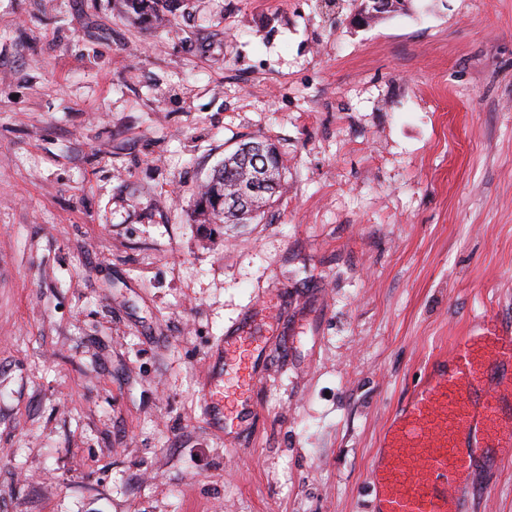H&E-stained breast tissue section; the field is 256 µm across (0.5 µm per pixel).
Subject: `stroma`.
Returning a JSON list of instances; mask_svg holds the SVG:
<instances>
[{"label":"stroma","mask_w":512,"mask_h":512,"mask_svg":"<svg viewBox=\"0 0 512 512\" xmlns=\"http://www.w3.org/2000/svg\"><path fill=\"white\" fill-rule=\"evenodd\" d=\"M356 7L0 0V512H372L419 376L512 330V0ZM255 135L278 203L194 223ZM258 309L243 419L202 414ZM476 480L512 512V459ZM356 12L357 22L362 27H368L379 18L385 16L386 12L392 8L390 0H359Z\"/></svg>","instance_id":"1"}]
</instances>
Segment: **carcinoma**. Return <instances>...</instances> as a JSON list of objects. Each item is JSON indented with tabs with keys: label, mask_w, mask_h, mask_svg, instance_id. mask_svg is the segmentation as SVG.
<instances>
[{
	"label": "carcinoma",
	"mask_w": 512,
	"mask_h": 512,
	"mask_svg": "<svg viewBox=\"0 0 512 512\" xmlns=\"http://www.w3.org/2000/svg\"><path fill=\"white\" fill-rule=\"evenodd\" d=\"M248 143H260L268 150L253 152L242 157L234 151L224 157V163L215 168L198 193L195 212L202 224H251L262 218L265 209L280 194L285 163L277 146L267 139L252 138ZM254 183L257 191L251 193L246 210H230L227 199L234 197L241 188Z\"/></svg>",
	"instance_id": "1"
}]
</instances>
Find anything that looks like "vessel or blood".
I'll use <instances>...</instances> for the list:
<instances>
[{
  "label": "vessel or blood",
  "mask_w": 512,
  "mask_h": 512,
  "mask_svg": "<svg viewBox=\"0 0 512 512\" xmlns=\"http://www.w3.org/2000/svg\"><path fill=\"white\" fill-rule=\"evenodd\" d=\"M369 483L374 512H469L483 448L512 450V332L484 325L386 428Z\"/></svg>",
  "instance_id": "vessel-or-blood-1"
}]
</instances>
